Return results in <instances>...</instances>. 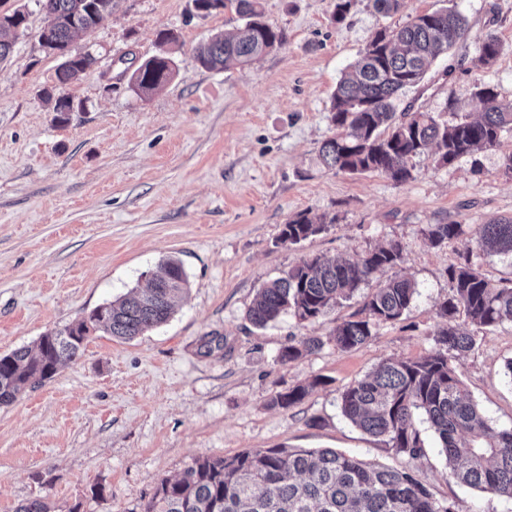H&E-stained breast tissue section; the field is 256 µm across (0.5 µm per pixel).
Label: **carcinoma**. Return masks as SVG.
Wrapping results in <instances>:
<instances>
[{"label":"carcinoma","instance_id":"carcinoma-1","mask_svg":"<svg viewBox=\"0 0 512 512\" xmlns=\"http://www.w3.org/2000/svg\"><path fill=\"white\" fill-rule=\"evenodd\" d=\"M117 0H43L51 17L41 40L46 52H61L52 91L44 99L65 122L60 93L76 82L95 58L74 54L72 39L92 31ZM197 11L230 9L244 24L217 34L196 50L205 70L245 65L284 42L283 33L264 19L257 0H194ZM21 8L0 23V62L13 51ZM466 29L465 18L451 7L413 16L404 25L382 28L342 77L332 95L329 120L339 130L323 142L322 164L348 174L377 173L402 183L412 177L410 160L433 147L438 163L447 165L480 148L495 147L512 130V102L498 99L487 86H475L471 97L479 118L443 122L427 112L396 115L399 94L416 87L430 65L448 53ZM178 37L159 33L160 52L144 60L130 82L142 95L176 75L173 47ZM501 44L492 35L480 46L477 62L493 64ZM325 228L303 212L284 225L281 241L297 244ZM425 237L433 246L461 245V261L448 269L451 293L439 308L442 323L434 347L414 360L387 359L340 393L343 415L364 432L381 437L395 454L416 459L425 441L417 426L422 416L437 439L452 476L482 492L512 501V429L492 428L465 394L459 378L461 359L475 345L474 336L458 323L465 317L476 327L512 322V286L496 285L473 262L474 249L512 256V220H498L471 230L468 224H431ZM402 247L392 243L353 260L302 259L256 295L247 318L260 328L289 314L313 322L350 298L373 276L402 262ZM182 264L169 259L153 274L148 288L128 293L93 309L86 320L42 335L36 350L19 348L0 356V405H9L27 388L52 378L58 365L73 361L85 349L90 330L130 340L166 323L175 299L188 289ZM416 293L413 281L395 277L378 286L363 306L366 316L337 325L331 340L340 350L361 347L385 323L399 319ZM317 336H304L283 347L278 360L297 361L323 347ZM307 389L277 393L271 404L289 408ZM143 512H458L455 504L433 498L408 470L369 466L331 449L259 448L232 457L198 458L180 477L161 481Z\"/></svg>","mask_w":512,"mask_h":512}]
</instances>
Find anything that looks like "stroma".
<instances>
[{
  "mask_svg": "<svg viewBox=\"0 0 512 512\" xmlns=\"http://www.w3.org/2000/svg\"><path fill=\"white\" fill-rule=\"evenodd\" d=\"M282 47L252 64L207 71L196 48L240 24L231 11L197 13L192 0H119L72 47L95 62L69 93L57 124L42 91L59 65L39 35L49 17L36 0H8L27 13L26 30L0 64V355L86 319L97 306L143 288L160 263L179 260L189 288L169 321L119 340L90 332L83 354L49 380L0 406V512L29 499L52 512H142L158 483L198 457L256 448H331L371 465L410 466L433 498L459 512H512V502L453 478L426 421L422 457L395 455L344 417L339 393L388 358L415 359L434 347L440 303L457 263L456 242L431 246V224L477 226L512 217V131L498 147L439 165L434 149L414 157L403 183L376 174L328 171L319 158L333 136L328 116L337 82L376 30L456 8L468 29L424 81L400 95L397 111L453 122L471 113L474 86L512 101V0H403L383 15L351 0H259ZM172 29L178 74L146 96L128 85ZM497 37L493 65H477L478 44ZM330 220L296 245L280 240L297 213ZM400 243L403 261L378 273L417 292L400 320L365 345L342 351L332 329L362 316L361 286L319 320L282 316L254 327L246 312L266 283L301 259H355ZM475 346L461 380L488 423L512 428V323L471 328ZM324 338L322 349L280 363L290 339ZM324 378L313 386L314 378ZM311 389L282 409L271 398Z\"/></svg>",
  "mask_w": 512,
  "mask_h": 512,
  "instance_id": "obj_1",
  "label": "stroma"
}]
</instances>
